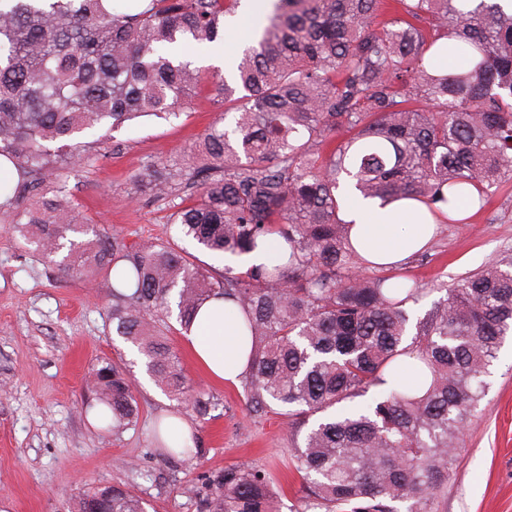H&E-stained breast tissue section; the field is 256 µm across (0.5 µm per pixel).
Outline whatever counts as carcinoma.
<instances>
[{"label":"carcinoma","mask_w":512,"mask_h":512,"mask_svg":"<svg viewBox=\"0 0 512 512\" xmlns=\"http://www.w3.org/2000/svg\"><path fill=\"white\" fill-rule=\"evenodd\" d=\"M242 0H0V156L21 180L0 182L19 243L65 276L110 279L112 326L155 383L204 418L168 341L209 299L243 314L254 341L244 388L253 408L306 429L294 467L305 496L291 512H430L460 436L512 336V259L462 278L409 333L410 307L433 292L381 274L349 241L341 183L364 198L483 202L512 181V3L273 0L253 44L225 68L224 116L192 165L154 171L181 238L217 255L263 249L269 262L220 274L173 240L129 243L87 229L58 190L84 138L137 119H167L201 80L173 53L212 43ZM188 194L181 195V192ZM180 202H175V199ZM100 428L134 429L126 366L91 369ZM158 456L199 449L154 432ZM202 512H281L266 473L229 466L208 477ZM73 512H145L128 485L87 488Z\"/></svg>","instance_id":"cac0c4a2"}]
</instances>
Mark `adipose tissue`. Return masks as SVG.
I'll return each instance as SVG.
<instances>
[{
    "mask_svg": "<svg viewBox=\"0 0 512 512\" xmlns=\"http://www.w3.org/2000/svg\"><path fill=\"white\" fill-rule=\"evenodd\" d=\"M351 221L354 248L373 266L392 270L414 253L424 249L444 216L431 212L418 200L406 198L389 204L380 200H348L342 210ZM230 305L210 300L202 306L191 330L185 334L186 345L199 366L213 382L239 384L249 369L251 343L228 315Z\"/></svg>",
    "mask_w": 512,
    "mask_h": 512,
    "instance_id": "adipose-tissue-1",
    "label": "adipose tissue"
}]
</instances>
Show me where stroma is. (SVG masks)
Instances as JSON below:
<instances>
[{
	"label": "stroma",
	"instance_id": "obj_1",
	"mask_svg": "<svg viewBox=\"0 0 512 512\" xmlns=\"http://www.w3.org/2000/svg\"><path fill=\"white\" fill-rule=\"evenodd\" d=\"M252 22L241 16L225 41L183 49L204 78L179 116L144 118L112 131L73 169L64 192L89 224L120 231L130 243L175 236L168 202L133 177L162 160L186 163L189 149L224 110L210 60L240 50ZM505 256L512 257V183L468 223L439 225L429 247L401 275L425 288L451 285ZM111 311L105 276L62 277L40 253L18 249L0 222V505L8 512H71L82 489L128 483L138 489L147 512H200L208 476L236 464L265 471L282 488L285 504L297 503L303 488L287 418L253 412L242 386L211 382L175 332L171 345L189 389L208 393L213 403L209 418H200L136 365L135 352L112 327ZM103 358L134 365L139 426L118 437L101 430L85 409L92 399L89 373ZM489 382L432 512H512L511 337ZM172 417L190 423L201 455L169 462L155 454L153 430ZM188 484L196 495L185 494Z\"/></svg>",
	"mask_w": 512,
	"mask_h": 512
}]
</instances>
